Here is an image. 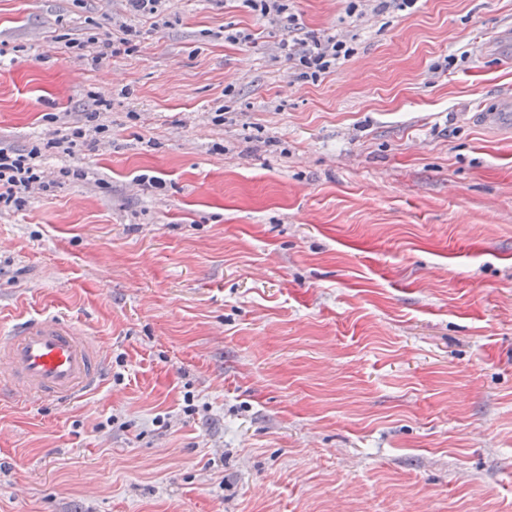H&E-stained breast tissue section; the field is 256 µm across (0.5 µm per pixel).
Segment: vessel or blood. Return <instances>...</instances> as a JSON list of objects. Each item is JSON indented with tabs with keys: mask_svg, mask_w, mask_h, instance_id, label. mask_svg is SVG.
<instances>
[{
	"mask_svg": "<svg viewBox=\"0 0 512 512\" xmlns=\"http://www.w3.org/2000/svg\"><path fill=\"white\" fill-rule=\"evenodd\" d=\"M485 123L512 125V94L483 113ZM104 360L95 339L71 320L37 317L20 323L7 345H0V392L24 391L59 402L95 391Z\"/></svg>",
	"mask_w": 512,
	"mask_h": 512,
	"instance_id": "1",
	"label": "vessel or blood"
}]
</instances>
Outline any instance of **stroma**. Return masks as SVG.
<instances>
[{
  "label": "stroma",
  "instance_id": "1",
  "mask_svg": "<svg viewBox=\"0 0 512 512\" xmlns=\"http://www.w3.org/2000/svg\"><path fill=\"white\" fill-rule=\"evenodd\" d=\"M0 0V147L110 100L0 211V340L59 315L99 388L0 399V512H512V0ZM249 35L246 43L232 41ZM354 36L322 81L285 38ZM130 22L119 21L115 23L118 27L119 35L111 36L106 39H100L96 36H90L86 41L76 46L83 51L88 52L78 55L84 58L91 66H97L102 60L109 57H117L134 51L137 43L140 42L142 30L132 22L143 18L153 19V25L158 24L159 17L163 13V2L165 0H126ZM133 17V19L131 18ZM244 6L255 15L276 22L288 10V0H243ZM482 118L485 123L497 124H511L512 127V94L503 93L498 101L497 106L488 112H483Z\"/></svg>",
  "mask_w": 512,
  "mask_h": 512
}]
</instances>
